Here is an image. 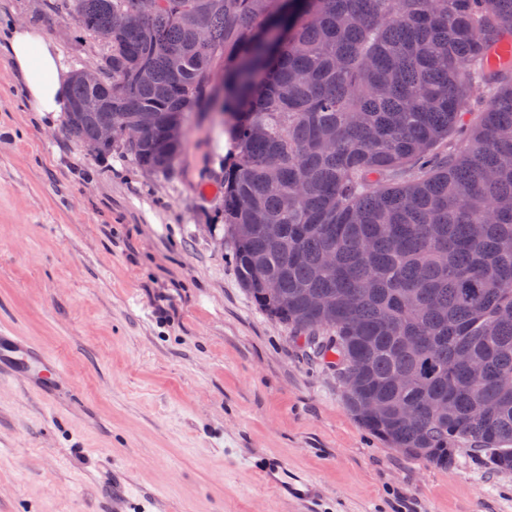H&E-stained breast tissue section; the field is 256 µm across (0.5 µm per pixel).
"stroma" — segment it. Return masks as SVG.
<instances>
[{
	"label": "stroma",
	"mask_w": 512,
	"mask_h": 512,
	"mask_svg": "<svg viewBox=\"0 0 512 512\" xmlns=\"http://www.w3.org/2000/svg\"><path fill=\"white\" fill-rule=\"evenodd\" d=\"M49 2L0 0V34L26 24L68 72L99 67ZM233 154L218 119L190 122L168 175L90 151L0 48V327L61 364L51 398L0 382V512H306L251 472L262 455L318 486V512H512V472L391 448L255 305L218 186Z\"/></svg>",
	"instance_id": "35a3bbf8"
}]
</instances>
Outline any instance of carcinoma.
<instances>
[{"label": "carcinoma", "mask_w": 512, "mask_h": 512, "mask_svg": "<svg viewBox=\"0 0 512 512\" xmlns=\"http://www.w3.org/2000/svg\"><path fill=\"white\" fill-rule=\"evenodd\" d=\"M54 0L112 42L66 126L154 174L164 127L224 112V223L243 286L330 358L346 403L442 468L512 471V0ZM480 112L458 152L440 144ZM277 283L270 295L262 281ZM478 363L482 372L469 367Z\"/></svg>", "instance_id": "carcinoma-1"}]
</instances>
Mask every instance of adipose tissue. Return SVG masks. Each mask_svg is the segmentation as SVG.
Masks as SVG:
<instances>
[{"label":"adipose tissue","mask_w":512,"mask_h":512,"mask_svg":"<svg viewBox=\"0 0 512 512\" xmlns=\"http://www.w3.org/2000/svg\"><path fill=\"white\" fill-rule=\"evenodd\" d=\"M6 42L12 65L22 75L25 95L35 111H62L68 77L59 64L54 43L26 26L12 27Z\"/></svg>","instance_id":"adipose-tissue-1"}]
</instances>
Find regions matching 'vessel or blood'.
Listing matches in <instances>:
<instances>
[{
  "label": "vessel or blood",
  "mask_w": 512,
  "mask_h": 512,
  "mask_svg": "<svg viewBox=\"0 0 512 512\" xmlns=\"http://www.w3.org/2000/svg\"><path fill=\"white\" fill-rule=\"evenodd\" d=\"M20 369L24 370L30 389L47 395L53 390L50 380L60 367L19 337L0 331V379L12 377ZM254 470L267 482L282 483L286 463L278 457L263 456L258 459Z\"/></svg>",
  "instance_id": "obj_1"
}]
</instances>
